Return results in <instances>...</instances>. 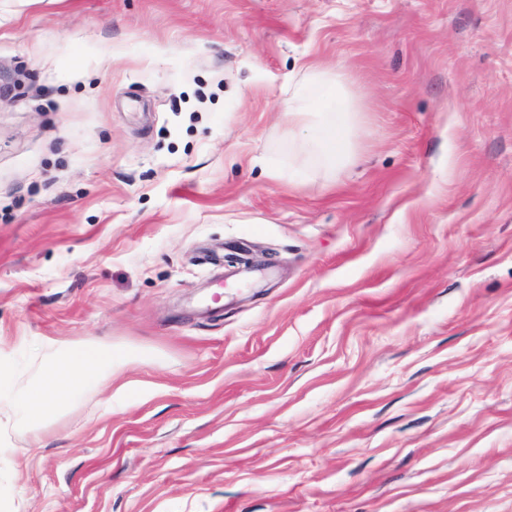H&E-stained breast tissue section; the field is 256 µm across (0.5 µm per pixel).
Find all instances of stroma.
<instances>
[{"label":"stroma","mask_w":512,"mask_h":512,"mask_svg":"<svg viewBox=\"0 0 512 512\" xmlns=\"http://www.w3.org/2000/svg\"><path fill=\"white\" fill-rule=\"evenodd\" d=\"M90 336L0 512H512V0H0V362ZM308 79L320 90V96L309 99L304 108L285 112L288 120V135L300 130L298 150L314 158L323 168L335 170L344 166L353 157L351 129L355 114L342 91V86L336 75V80L329 77L326 69L309 65ZM342 91L343 93H341ZM310 113L318 114V121L310 123L305 116Z\"/></svg>","instance_id":"obj_1"}]
</instances>
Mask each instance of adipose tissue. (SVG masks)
<instances>
[{
  "label": "adipose tissue",
  "mask_w": 512,
  "mask_h": 512,
  "mask_svg": "<svg viewBox=\"0 0 512 512\" xmlns=\"http://www.w3.org/2000/svg\"><path fill=\"white\" fill-rule=\"evenodd\" d=\"M307 76L320 95L306 107L287 112L288 128L301 131L297 147L302 154L335 170L353 157L350 133L355 114L340 81L330 78L328 70L313 66ZM131 361L128 353L97 339L44 342L34 348L32 375L17 386L9 407L21 415L27 431L40 433L60 417L64 398L107 385Z\"/></svg>",
  "instance_id": "adipose-tissue-1"
}]
</instances>
